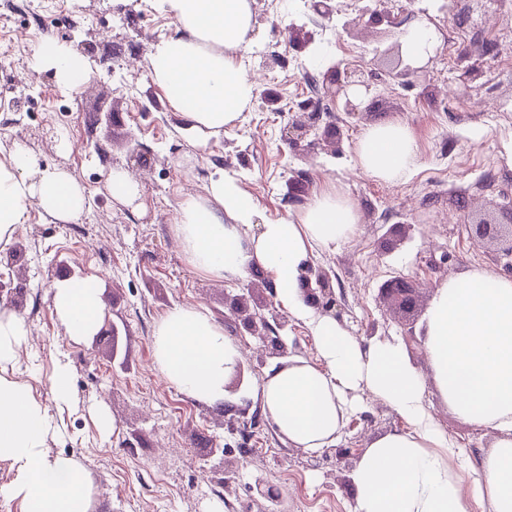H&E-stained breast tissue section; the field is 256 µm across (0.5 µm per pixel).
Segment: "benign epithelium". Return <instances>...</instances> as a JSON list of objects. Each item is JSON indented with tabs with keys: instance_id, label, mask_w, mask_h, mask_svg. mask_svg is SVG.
I'll return each mask as SVG.
<instances>
[{
	"instance_id": "obj_1",
	"label": "benign epithelium",
	"mask_w": 512,
	"mask_h": 512,
	"mask_svg": "<svg viewBox=\"0 0 512 512\" xmlns=\"http://www.w3.org/2000/svg\"><path fill=\"white\" fill-rule=\"evenodd\" d=\"M377 8L370 12V20L377 23H386L387 26L398 28L402 25L401 16L385 7L387 0H375ZM433 57H428V62L422 65L407 64L403 67H395L388 71V77L403 86H410L416 81L427 78L429 62ZM371 76L358 64H344L330 71L323 78L321 89L326 104L325 116L329 121L324 128H319L320 114L307 113V119L288 124L287 142L296 148L301 145L308 135H314L313 142L326 141L336 144L340 141L343 132L335 124V112L341 110L348 115H356L366 110L364 98L372 89ZM475 236L481 242L494 243L500 246L505 256H512V224H499L486 219H479L472 223ZM301 287L304 302L322 314H336L339 307L334 289L331 288L328 274L311 264H306L301 273ZM388 294L394 303L406 314H411L418 305L416 289L411 286L404 275L399 274L389 281ZM241 311L247 313L244 322L253 331V334L262 339V342L270 346L272 354L285 356L288 347L278 337H269L263 330L269 327L265 316H256L247 312L246 300L243 297L237 299Z\"/></svg>"
}]
</instances>
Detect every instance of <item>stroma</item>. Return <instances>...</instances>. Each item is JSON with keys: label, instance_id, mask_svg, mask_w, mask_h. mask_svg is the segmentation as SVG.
I'll use <instances>...</instances> for the list:
<instances>
[{"label": "stroma", "instance_id": "1", "mask_svg": "<svg viewBox=\"0 0 512 512\" xmlns=\"http://www.w3.org/2000/svg\"><path fill=\"white\" fill-rule=\"evenodd\" d=\"M66 0H0V150L27 147L40 165L70 173L84 188L86 208L77 223H53L36 208L12 240L0 244V272L19 293L15 309L30 334L13 376L49 411L57 431L47 446L76 460L89 474L96 512H352L348 477L368 443L379 434L405 428L388 406L367 402L351 412L339 445L351 457L337 461L333 450L307 452L280 437L269 417L242 431L226 427L236 409L256 411L267 373L281 367L262 341L239 321L231 305L246 296L252 311L274 309L286 318L278 334L292 356L315 362L319 351L306 319L289 314L258 268L241 277L213 279L186 263L173 235L178 203L201 194L221 168L275 220L295 216L311 193L334 182L360 213L356 237L333 250L313 252L310 262L331 277L344 308L340 321L350 335L397 337L415 366L430 374L424 349L426 317L434 288L469 268L504 274L506 260L495 246L474 240L465 226L486 217L505 224L512 202V0H480L466 26L471 38L462 53H484L482 74L462 86L457 70L433 60L425 84L406 88L376 82L370 111L337 113L344 131L339 150L326 146L295 153L284 140L288 122L301 118L311 96L307 77L320 78L337 63L359 62L377 72L392 68L404 49L399 32L361 18L366 0H335L338 20L360 18L353 36L316 15L308 0H254L251 43L240 57L259 91L252 109L236 124L199 148L182 119L162 101L148 78L154 45L174 34V23L154 0H75L89 27L57 26ZM415 23L435 27L447 40L460 23L453 0H400ZM126 25L116 26L115 16ZM312 31V43L287 44L286 27ZM69 44L92 70L76 89L59 85L53 72L37 71L32 58L47 38ZM114 58L120 77L103 71ZM111 121L92 124L94 113ZM383 119L411 128L421 165L400 184L365 176L355 165L353 144L360 132ZM69 151H61V142ZM121 167L144 186L141 204L112 198L111 169ZM303 172L302 190L286 199V183ZM447 256L434 267L430 257ZM423 288L416 310L403 315L381 297L393 273ZM88 276L101 281L114 336L75 341L66 336L52 305L54 282ZM176 305L206 308L223 320L224 332L240 352V371L226 384L228 401L210 409L169 385L154 363L153 331ZM72 372L70 405L58 404L48 379L57 362ZM424 405L449 438L478 466L495 441L491 430L475 429L450 411L435 383ZM105 411L115 431L103 438L96 420ZM230 447L231 484L209 472L208 451ZM277 489L262 498L257 482Z\"/></svg>", "mask_w": 512, "mask_h": 512}]
</instances>
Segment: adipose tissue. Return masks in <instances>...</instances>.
Segmentation results:
<instances>
[{
  "label": "adipose tissue",
  "instance_id": "adipose-tissue-1",
  "mask_svg": "<svg viewBox=\"0 0 512 512\" xmlns=\"http://www.w3.org/2000/svg\"><path fill=\"white\" fill-rule=\"evenodd\" d=\"M176 32L149 57V78L177 112L198 146L234 126L252 108L255 85L239 52L254 27L252 0H155ZM36 70L53 71L68 88L87 83L91 70L69 46L43 41ZM421 164L410 127L400 120L368 126L356 144V165L389 183L407 181ZM58 222H73L86 207L83 187L68 172L43 168L23 145L0 158V242L10 241L29 205ZM359 216L329 182L315 190L297 217L262 219L236 180L210 178L205 195L185 194L175 233L188 262L207 275L267 272L279 301L309 318L320 361L294 358L268 374L261 387L265 413L297 448L335 444L359 392L392 407L407 429L375 437L352 473L353 512H512V277L474 269L435 291L427 314L424 376L395 338L362 342L334 318L312 313L302 299L301 268L314 250L350 241ZM52 305L70 338L99 329L104 307L96 278L56 282ZM29 334L26 320L0 303V462L13 477L0 496L21 512H93L92 482L72 458L45 446L53 429L46 407L6 373ZM155 365L166 382L196 402L223 407L225 383L239 351L222 322L200 306L171 308L153 331ZM435 382L448 407L473 427L496 431L479 471L464 480L468 461L426 410L423 394Z\"/></svg>",
  "mask_w": 512,
  "mask_h": 512
}]
</instances>
